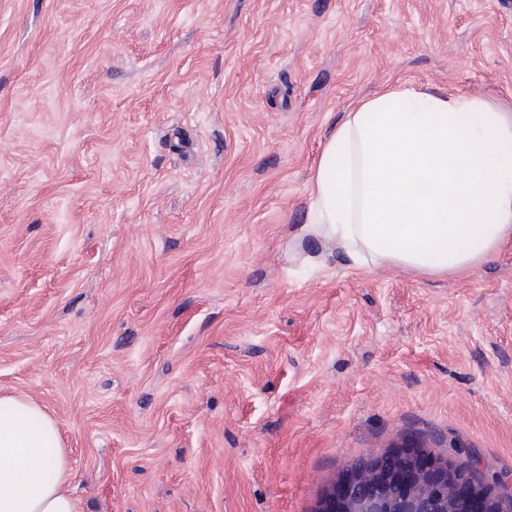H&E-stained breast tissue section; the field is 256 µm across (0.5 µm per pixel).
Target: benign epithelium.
Instances as JSON below:
<instances>
[{
  "label": "benign epithelium",
  "instance_id": "7a95c632",
  "mask_svg": "<svg viewBox=\"0 0 512 512\" xmlns=\"http://www.w3.org/2000/svg\"><path fill=\"white\" fill-rule=\"evenodd\" d=\"M448 449L434 456L416 447L370 453L324 493L319 512H512V473Z\"/></svg>",
  "mask_w": 512,
  "mask_h": 512
}]
</instances>
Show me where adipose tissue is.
<instances>
[{
  "label": "adipose tissue",
  "instance_id": "ef3b65f1",
  "mask_svg": "<svg viewBox=\"0 0 512 512\" xmlns=\"http://www.w3.org/2000/svg\"><path fill=\"white\" fill-rule=\"evenodd\" d=\"M512 113L478 98L391 87L327 137L298 238L336 246L357 268L461 275L512 239ZM55 419L0 396V512H81Z\"/></svg>",
  "mask_w": 512,
  "mask_h": 512
}]
</instances>
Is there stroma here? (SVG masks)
I'll return each mask as SVG.
<instances>
[{
  "label": "stroma",
  "mask_w": 512,
  "mask_h": 512,
  "mask_svg": "<svg viewBox=\"0 0 512 512\" xmlns=\"http://www.w3.org/2000/svg\"><path fill=\"white\" fill-rule=\"evenodd\" d=\"M387 86L512 113V7L0 0V394L83 512H318L410 443L512 472V241L427 277L292 235Z\"/></svg>",
  "instance_id": "35a3bbf8"
}]
</instances>
